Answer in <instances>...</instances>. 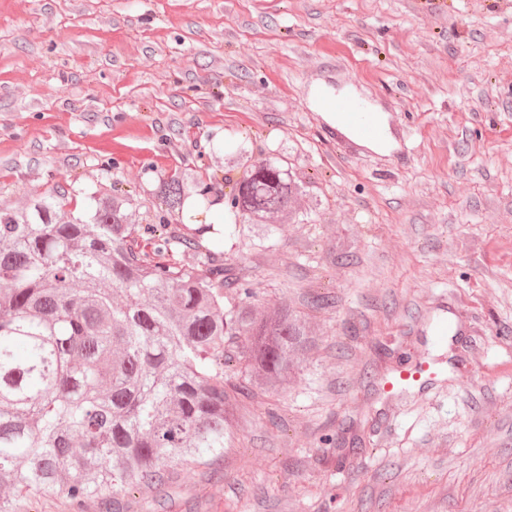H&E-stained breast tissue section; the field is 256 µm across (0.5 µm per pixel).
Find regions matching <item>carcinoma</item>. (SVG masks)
I'll list each match as a JSON object with an SVG mask.
<instances>
[{
  "mask_svg": "<svg viewBox=\"0 0 512 512\" xmlns=\"http://www.w3.org/2000/svg\"><path fill=\"white\" fill-rule=\"evenodd\" d=\"M223 161L218 228L131 224L120 188L81 207L54 191L0 206V512L49 498L82 512L223 457L241 398L284 388L317 348L307 313L260 304L211 247L250 234L264 246L296 223L304 185L246 138ZM205 194L188 173L154 189L167 215ZM334 303L316 292L305 307ZM236 367L241 381L225 383Z\"/></svg>",
  "mask_w": 512,
  "mask_h": 512,
  "instance_id": "obj_1",
  "label": "carcinoma"
}]
</instances>
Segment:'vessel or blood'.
<instances>
[{"instance_id": "b4317fda", "label": "vessel or blood", "mask_w": 512, "mask_h": 512, "mask_svg": "<svg viewBox=\"0 0 512 512\" xmlns=\"http://www.w3.org/2000/svg\"><path fill=\"white\" fill-rule=\"evenodd\" d=\"M322 108L336 121L337 146L355 148L361 144H373L386 138L389 132V124L379 122L375 111L356 97H327L322 101ZM433 375V368L425 364L385 380L382 389L389 393L404 386H419Z\"/></svg>"}]
</instances>
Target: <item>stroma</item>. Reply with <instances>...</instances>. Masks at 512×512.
I'll list each match as a JSON object with an SVG mask.
<instances>
[{"mask_svg":"<svg viewBox=\"0 0 512 512\" xmlns=\"http://www.w3.org/2000/svg\"><path fill=\"white\" fill-rule=\"evenodd\" d=\"M341 95L394 118L390 148L333 146ZM246 137L319 205L227 265L265 304L331 292L319 347L223 459L84 512H512V0H0V204L116 185L152 224L160 178ZM423 357L443 381L381 402Z\"/></svg>","mask_w":512,"mask_h":512,"instance_id":"1","label":"stroma"}]
</instances>
